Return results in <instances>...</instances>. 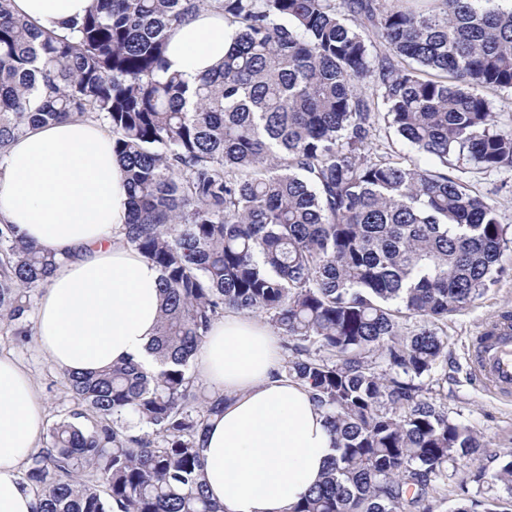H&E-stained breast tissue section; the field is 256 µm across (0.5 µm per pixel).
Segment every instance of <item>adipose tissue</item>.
<instances>
[{"label":"adipose tissue","instance_id":"obj_1","mask_svg":"<svg viewBox=\"0 0 512 512\" xmlns=\"http://www.w3.org/2000/svg\"><path fill=\"white\" fill-rule=\"evenodd\" d=\"M91 0H13L40 29L67 33ZM236 36L221 14L201 12L170 33L169 71L187 81L221 60ZM122 167L99 123L70 118L27 131L0 156V223L62 257L43 288L35 337L63 372L95 373L135 360L156 367L159 268L121 239L128 222ZM276 337L256 319L226 312L195 366L228 401L209 419L200 456L212 500L226 512H292L333 455L332 436L307 385L274 377ZM45 427L26 368L0 354V512H35L22 479Z\"/></svg>","mask_w":512,"mask_h":512}]
</instances>
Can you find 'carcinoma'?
Instances as JSON below:
<instances>
[{
  "label": "carcinoma",
  "instance_id": "obj_1",
  "mask_svg": "<svg viewBox=\"0 0 512 512\" xmlns=\"http://www.w3.org/2000/svg\"><path fill=\"white\" fill-rule=\"evenodd\" d=\"M204 8L238 33L191 86L165 53ZM487 89L512 92L500 0H92L68 36L0 0V154L40 124L106 125L125 242L159 268L163 299L159 369L66 375L80 411L22 474L36 512H225L199 449L226 397L190 367L230 310L268 318L277 375L307 384L330 426L336 454L292 512H433L448 462L482 448L436 389V325L512 247L460 176L512 168ZM381 124L418 159L370 152ZM60 264L1 226L0 323L21 325ZM492 478L512 491L511 454Z\"/></svg>",
  "mask_w": 512,
  "mask_h": 512
}]
</instances>
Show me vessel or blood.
<instances>
[{
    "mask_svg": "<svg viewBox=\"0 0 512 512\" xmlns=\"http://www.w3.org/2000/svg\"><path fill=\"white\" fill-rule=\"evenodd\" d=\"M472 364L475 375L492 392H512V322H504L480 336Z\"/></svg>",
    "mask_w": 512,
    "mask_h": 512,
    "instance_id": "obj_1",
    "label": "vessel or blood"
}]
</instances>
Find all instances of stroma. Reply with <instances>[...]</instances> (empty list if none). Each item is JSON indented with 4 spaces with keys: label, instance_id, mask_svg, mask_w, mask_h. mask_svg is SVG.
Segmentation results:
<instances>
[{
    "label": "stroma",
    "instance_id": "stroma-1",
    "mask_svg": "<svg viewBox=\"0 0 512 512\" xmlns=\"http://www.w3.org/2000/svg\"><path fill=\"white\" fill-rule=\"evenodd\" d=\"M475 190L496 206L502 223L512 225V170L469 173ZM506 274L468 308L450 315L443 329L448 336L447 354L436 369L443 380V402L450 420L478 431L487 444L483 459L458 458L448 466V479L435 512H448L462 491L480 501H509L504 487L477 485L474 474L495 469L493 455L512 451V397L502 398L479 387L471 378V358L478 336L503 312H512V252L505 253ZM0 353L12 355L28 369L39 388L47 421L69 414L76 404L65 385L64 374L41 352L34 336L16 335L14 327L0 328Z\"/></svg>",
    "mask_w": 512,
    "mask_h": 512
}]
</instances>
